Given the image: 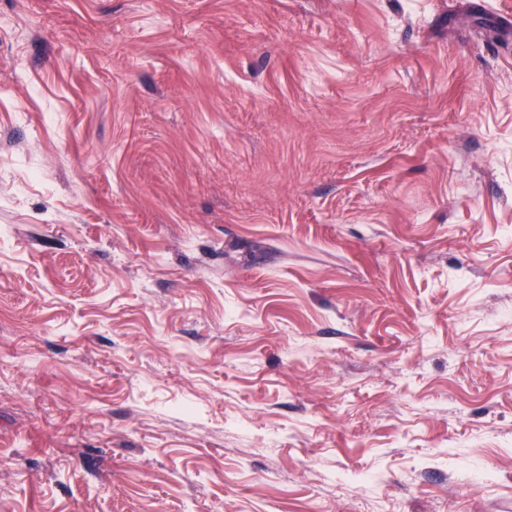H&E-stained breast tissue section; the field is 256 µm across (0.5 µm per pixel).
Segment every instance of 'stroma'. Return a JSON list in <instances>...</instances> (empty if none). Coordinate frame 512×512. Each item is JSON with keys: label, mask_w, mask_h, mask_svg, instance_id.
Here are the masks:
<instances>
[{"label": "stroma", "mask_w": 512, "mask_h": 512, "mask_svg": "<svg viewBox=\"0 0 512 512\" xmlns=\"http://www.w3.org/2000/svg\"><path fill=\"white\" fill-rule=\"evenodd\" d=\"M0 512H512V0H0Z\"/></svg>", "instance_id": "stroma-1"}]
</instances>
